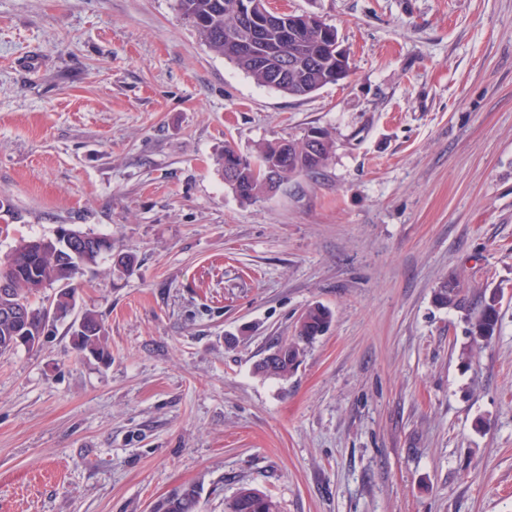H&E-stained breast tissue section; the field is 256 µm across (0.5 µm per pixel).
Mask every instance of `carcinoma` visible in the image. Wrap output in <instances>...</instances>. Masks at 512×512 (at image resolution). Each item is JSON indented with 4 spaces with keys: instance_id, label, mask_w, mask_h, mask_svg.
I'll use <instances>...</instances> for the list:
<instances>
[{
    "instance_id": "obj_1",
    "label": "carcinoma",
    "mask_w": 512,
    "mask_h": 512,
    "mask_svg": "<svg viewBox=\"0 0 512 512\" xmlns=\"http://www.w3.org/2000/svg\"><path fill=\"white\" fill-rule=\"evenodd\" d=\"M233 0H176L177 10L184 20L195 28L208 47L234 63L254 81L275 88L291 96H306L328 84H336V59L323 52L321 45L329 38H338L336 30L329 37L317 39L308 32L286 34L285 23H270L262 34V51H244L225 38V29L238 27L241 22L232 10ZM285 52L299 63V68L288 72V77L274 78L277 55ZM317 128H309L301 139H283L261 144L255 153L244 155L231 146L224 147L222 167L236 168L230 189L243 201H252L274 192L267 173L278 170L279 182L292 177L309 176L323 168L332 154L334 142L329 132L316 153H310L309 139ZM106 250L97 242V236L88 235V246L76 254L62 258L55 249H45L41 239L20 241L9 253L0 256V281L10 282V291L0 294V355L11 353L20 346L31 348L40 343L44 322L57 314L66 317L76 307L72 281L97 265ZM58 286L48 306L36 307L33 298L43 289ZM436 303L443 307L459 308L464 297L458 282L453 278L440 280L434 290ZM498 290L480 294V305L469 318V333L475 341L492 338L499 327ZM16 306L27 308L31 316V328L10 319L8 311ZM82 326L73 329L75 348L101 359L110 356L105 329L97 316L85 311L81 314ZM331 312L321 305H311L301 314L293 339L277 346L278 359L270 367L263 359L256 371L263 375L286 377L299 362L304 352L302 344L323 335L330 327ZM198 496L193 488H187L176 498L161 504L160 512H197ZM227 512H279L277 503L267 494L250 487H242L227 502Z\"/></svg>"
}]
</instances>
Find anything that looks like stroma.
<instances>
[{"label": "stroma", "instance_id": "35a3bbf8", "mask_svg": "<svg viewBox=\"0 0 512 512\" xmlns=\"http://www.w3.org/2000/svg\"><path fill=\"white\" fill-rule=\"evenodd\" d=\"M335 27L347 77L294 97L175 0H0V255L112 240L67 323L0 356V512H512V0H273ZM331 132L313 177L241 201L225 146ZM134 253L130 273L112 254ZM501 292L481 347L434 301ZM314 304L287 379L255 363ZM434 299L440 306L448 308L461 307L464 297L458 282L453 278L440 280L434 290ZM80 317L81 319L76 321V326L80 325L82 320L81 328H73V332L71 331L75 348L79 352L88 353L101 359L108 358L110 352L102 323L90 311L83 312ZM228 512H279L277 503L267 494L250 487H242L227 502ZM194 488H187L176 495L174 500L162 503L160 512H197L198 496Z\"/></svg>", "mask_w": 512, "mask_h": 512}]
</instances>
